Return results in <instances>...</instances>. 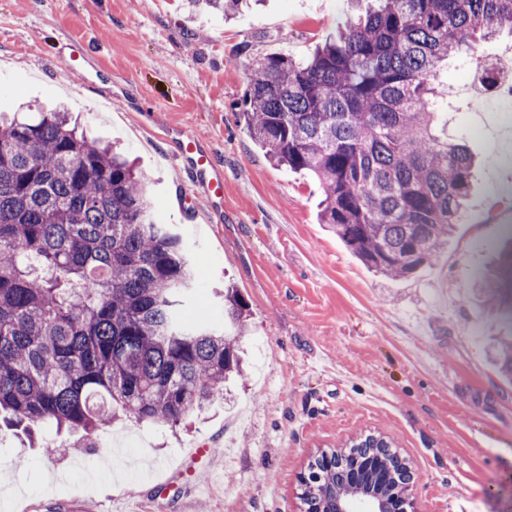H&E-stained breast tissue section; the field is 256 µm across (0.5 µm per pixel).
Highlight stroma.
I'll return each mask as SVG.
<instances>
[{
	"mask_svg": "<svg viewBox=\"0 0 512 512\" xmlns=\"http://www.w3.org/2000/svg\"><path fill=\"white\" fill-rule=\"evenodd\" d=\"M368 5L264 0L228 20L187 16L181 0H0V112L62 101L73 122L120 144L155 179V214L195 264L188 319L221 326L218 292L233 284L250 354L233 400L174 430L124 416L92 435L93 450L48 456L0 427V512H300L309 458L369 433L409 461L416 512H512V383L489 346L512 320L472 291L512 218V153L465 129L482 119L471 97L447 96L449 141L483 166L447 250L388 279L322 223L318 182L276 166L237 121L248 57L308 59ZM85 40L108 82L67 70ZM188 135L224 168V206L208 224L181 210ZM205 442L219 454L177 472Z\"/></svg>",
	"mask_w": 512,
	"mask_h": 512,
	"instance_id": "1",
	"label": "stroma"
}]
</instances>
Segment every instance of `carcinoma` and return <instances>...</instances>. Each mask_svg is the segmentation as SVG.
Segmentation results:
<instances>
[{
    "instance_id": "1",
    "label": "carcinoma",
    "mask_w": 512,
    "mask_h": 512,
    "mask_svg": "<svg viewBox=\"0 0 512 512\" xmlns=\"http://www.w3.org/2000/svg\"><path fill=\"white\" fill-rule=\"evenodd\" d=\"M232 16L248 0H185ZM297 61L247 59L239 123L280 166L319 182L321 220L369 269L408 277L448 245L475 157L435 133L448 59L494 86L474 50L512 32V0H376ZM504 246L478 293L501 288ZM182 239L157 222L151 181L62 108L0 114V421L90 435L119 415L179 425L244 374L246 303L224 290V327L177 312L191 287ZM512 378V336L492 341ZM408 466L382 435L308 463L304 512L372 487L388 499Z\"/></svg>"
}]
</instances>
